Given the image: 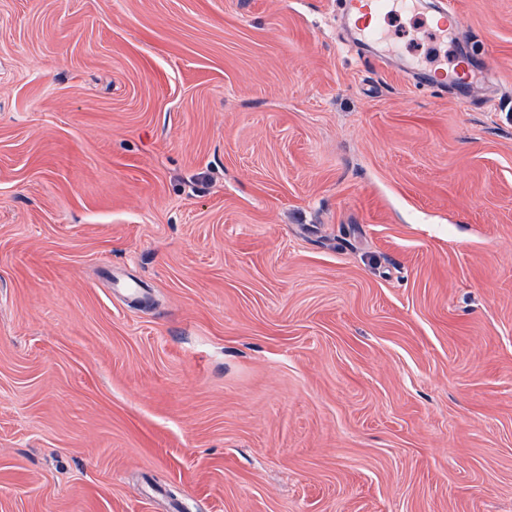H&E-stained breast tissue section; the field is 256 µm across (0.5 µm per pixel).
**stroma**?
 Segmentation results:
<instances>
[{"label":"stroma","instance_id":"1","mask_svg":"<svg viewBox=\"0 0 512 512\" xmlns=\"http://www.w3.org/2000/svg\"><path fill=\"white\" fill-rule=\"evenodd\" d=\"M452 2L0 0V512H512V0ZM340 3V14L351 42L360 47H369L378 40L381 18L394 1L341 0ZM360 14L363 17H359ZM408 77L414 83L425 84L430 87H437L439 89H447L448 83H453L455 80L451 78V75L448 74L445 70H411L408 72Z\"/></svg>","mask_w":512,"mask_h":512}]
</instances>
